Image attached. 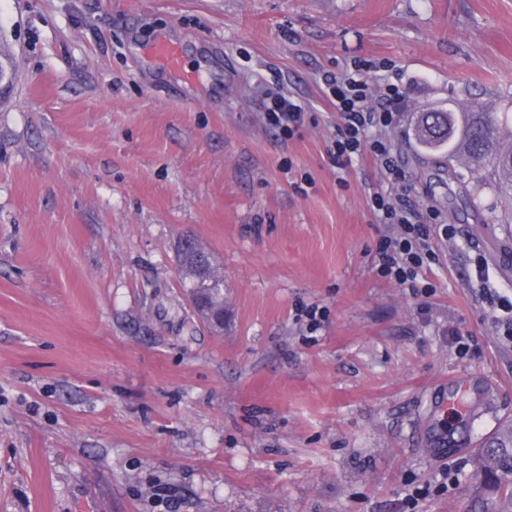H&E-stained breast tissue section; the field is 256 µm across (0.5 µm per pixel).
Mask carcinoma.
<instances>
[{
  "instance_id": "1",
  "label": "carcinoma",
  "mask_w": 512,
  "mask_h": 512,
  "mask_svg": "<svg viewBox=\"0 0 512 512\" xmlns=\"http://www.w3.org/2000/svg\"><path fill=\"white\" fill-rule=\"evenodd\" d=\"M415 142L449 176L467 181L474 195L488 192L493 204L512 205V113L480 100L448 101L446 112H422ZM477 472L475 512H512V419L473 450Z\"/></svg>"
}]
</instances>
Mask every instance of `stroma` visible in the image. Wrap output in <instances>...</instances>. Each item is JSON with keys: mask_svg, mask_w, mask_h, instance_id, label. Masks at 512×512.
<instances>
[{"mask_svg": "<svg viewBox=\"0 0 512 512\" xmlns=\"http://www.w3.org/2000/svg\"><path fill=\"white\" fill-rule=\"evenodd\" d=\"M180 42L194 82L152 65ZM0 512H468L512 417V224L457 207L414 113L512 100V0H0ZM401 82L392 137L438 261L379 276L368 162L331 166L322 77ZM285 89L314 120H261ZM224 276V326L175 245ZM320 308V328L301 317ZM470 344L456 352V336ZM190 288L187 291L189 305L202 313L211 324L217 327L224 326V307L222 306L220 309L210 308L205 296L199 293L196 288Z\"/></svg>", "mask_w": 512, "mask_h": 512, "instance_id": "1", "label": "stroma"}]
</instances>
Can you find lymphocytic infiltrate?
Wrapping results in <instances>:
<instances>
[{"label":"lymphocytic infiltrate","instance_id":"obj_1","mask_svg":"<svg viewBox=\"0 0 512 512\" xmlns=\"http://www.w3.org/2000/svg\"><path fill=\"white\" fill-rule=\"evenodd\" d=\"M369 68V62L361 61L323 79L324 97L338 120L327 155L334 168L344 170L354 161L367 160L385 175L387 188L374 193L370 209L377 223L395 225L397 231L381 242L377 270L382 277L413 289L436 253L430 226L410 199L412 186L391 138L400 118L402 88L371 83L366 76ZM263 119L291 137L306 126L309 116L293 97L278 90L269 93Z\"/></svg>","mask_w":512,"mask_h":512}]
</instances>
